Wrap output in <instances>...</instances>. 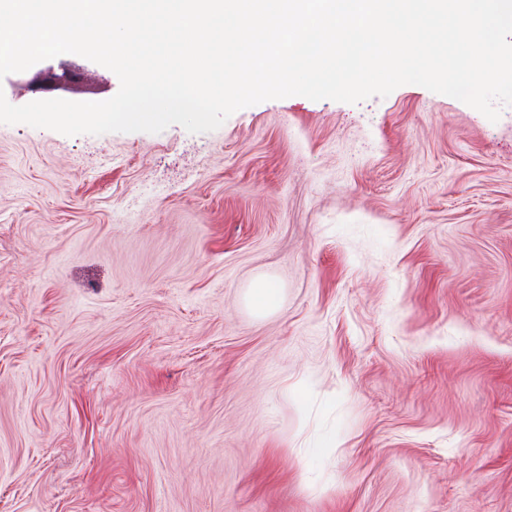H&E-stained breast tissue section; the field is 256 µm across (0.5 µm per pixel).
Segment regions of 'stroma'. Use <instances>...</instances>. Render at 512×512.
Returning <instances> with one entry per match:
<instances>
[{
    "label": "stroma",
    "instance_id": "35a3bbf8",
    "mask_svg": "<svg viewBox=\"0 0 512 512\" xmlns=\"http://www.w3.org/2000/svg\"><path fill=\"white\" fill-rule=\"evenodd\" d=\"M0 512H512V106L0 123ZM278 289L267 279H256L247 293L249 305L258 313L273 309L278 302Z\"/></svg>",
    "mask_w": 512,
    "mask_h": 512
}]
</instances>
